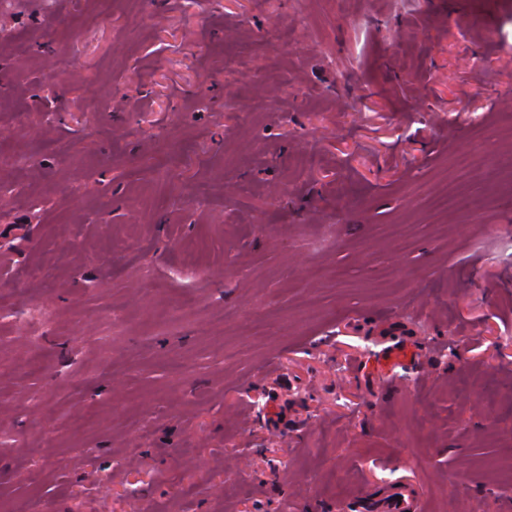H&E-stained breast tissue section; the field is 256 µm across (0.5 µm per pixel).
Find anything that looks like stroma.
I'll return each instance as SVG.
<instances>
[{"instance_id":"1","label":"stroma","mask_w":512,"mask_h":512,"mask_svg":"<svg viewBox=\"0 0 512 512\" xmlns=\"http://www.w3.org/2000/svg\"><path fill=\"white\" fill-rule=\"evenodd\" d=\"M60 2L0 0V512H512V193L431 207L512 0ZM399 496V500H396ZM383 512H413L411 495L403 488H395L382 500Z\"/></svg>"}]
</instances>
